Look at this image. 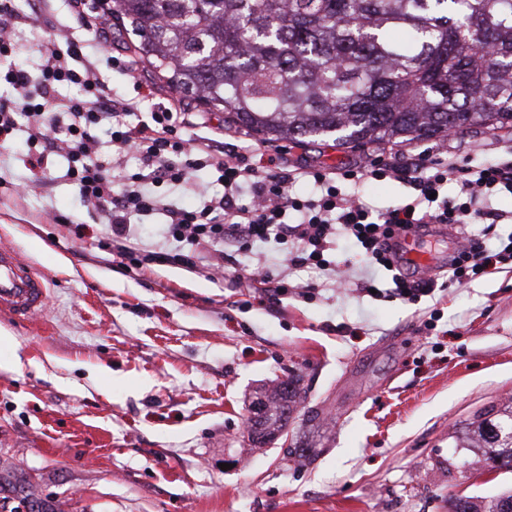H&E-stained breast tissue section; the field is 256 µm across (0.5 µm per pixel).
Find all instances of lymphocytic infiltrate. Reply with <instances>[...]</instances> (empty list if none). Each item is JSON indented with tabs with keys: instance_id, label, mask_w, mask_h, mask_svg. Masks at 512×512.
Instances as JSON below:
<instances>
[{
	"instance_id": "f902f5d3",
	"label": "lymphocytic infiltrate",
	"mask_w": 512,
	"mask_h": 512,
	"mask_svg": "<svg viewBox=\"0 0 512 512\" xmlns=\"http://www.w3.org/2000/svg\"><path fill=\"white\" fill-rule=\"evenodd\" d=\"M72 15L85 23L111 67L130 70L131 64L112 43V30L98 20L94 0H67ZM37 72L8 66L5 82L14 90L12 100L0 103V146L10 142L18 126H25L34 149L33 166L44 167L59 152L69 160L66 176L77 187L82 202L92 206L112 227L110 246L119 258L130 260L128 244L134 219L163 212L166 235L184 244V251L169 260L195 266L193 249L200 244L232 242L237 249L257 242H275L287 255L289 266L331 271L329 253L337 235L354 239L364 257L391 274L392 297L417 301L435 293L436 278L418 277L404 270L393 241L419 233L429 224H482L494 231L502 213L484 207L492 193L512 194V160L491 163L473 170L458 165L447 154L422 150L409 162L378 158L356 159L334 171L311 163L289 164L282 147L255 152L240 146V133L199 135L205 121L200 113L175 111L154 104L151 119L132 122L136 100L112 93L101 76L99 64L84 52V45L69 28L56 29L37 49ZM64 86L76 87V96L57 102ZM109 139L116 157L134 153L139 170L122 189H115L113 159L102 158L101 139ZM214 172L224 191H199L194 208L164 206L152 195V184L184 186L193 171ZM313 182L314 197H292L288 187L297 179ZM393 178L409 184L411 194L400 203L375 210L352 194L342 192L340 181ZM455 184L457 200L444 190ZM302 219L289 223V211ZM512 264V246L487 251L473 237L462 238L449 264L448 282L463 285L492 267ZM244 278L254 287L260 302L278 303L288 293L312 297L316 283L291 285L285 275L267 265L246 270Z\"/></svg>"
}]
</instances>
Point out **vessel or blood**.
I'll return each instance as SVG.
<instances>
[{
	"label": "vessel or blood",
	"mask_w": 512,
	"mask_h": 512,
	"mask_svg": "<svg viewBox=\"0 0 512 512\" xmlns=\"http://www.w3.org/2000/svg\"><path fill=\"white\" fill-rule=\"evenodd\" d=\"M48 301L45 278L8 248H0V312L23 321L42 312Z\"/></svg>",
	"instance_id": "obj_1"
}]
</instances>
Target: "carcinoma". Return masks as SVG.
<instances>
[{"mask_svg": "<svg viewBox=\"0 0 512 512\" xmlns=\"http://www.w3.org/2000/svg\"><path fill=\"white\" fill-rule=\"evenodd\" d=\"M168 86L235 124L293 144L429 140L512 130V0H110ZM306 399L271 381L249 437L286 432ZM512 470V398L448 433ZM450 512H512V491L455 497Z\"/></svg>", "mask_w": 512, "mask_h": 512, "instance_id": "carcinoma-1", "label": "carcinoma"}]
</instances>
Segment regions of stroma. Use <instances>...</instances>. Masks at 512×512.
Listing matches in <instances>:
<instances>
[{"instance_id": "stroma-1", "label": "stroma", "mask_w": 512, "mask_h": 512, "mask_svg": "<svg viewBox=\"0 0 512 512\" xmlns=\"http://www.w3.org/2000/svg\"><path fill=\"white\" fill-rule=\"evenodd\" d=\"M49 23L18 24L15 67L36 72L53 27L80 30L65 0ZM468 167L512 156V131L476 128L428 140ZM333 143L291 147L290 161L338 168L380 154ZM25 130L0 148V247L49 286L46 311L24 323L0 314V512H449L458 492L512 488V471L448 445V433L512 396V267L418 301L374 297L389 281L354 243L330 254L344 285L262 304L231 281L262 262L290 283L275 243L236 253L211 278L213 246L190 269L154 262L123 271L57 155L30 164ZM373 206L407 184L343 182ZM300 378V433L313 460L282 441L255 447L248 407L275 378Z\"/></svg>"}]
</instances>
